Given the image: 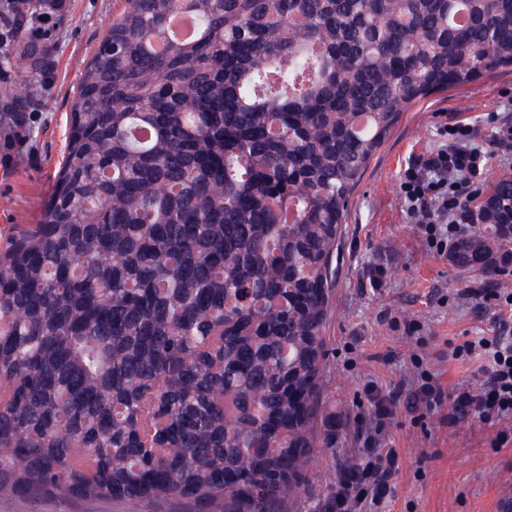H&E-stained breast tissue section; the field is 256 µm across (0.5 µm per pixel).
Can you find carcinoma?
Returning <instances> with one entry per match:
<instances>
[{
	"label": "carcinoma",
	"mask_w": 512,
	"mask_h": 512,
	"mask_svg": "<svg viewBox=\"0 0 512 512\" xmlns=\"http://www.w3.org/2000/svg\"><path fill=\"white\" fill-rule=\"evenodd\" d=\"M196 36L168 43L172 17ZM512 67V0H128L0 247V495L282 512L336 434L331 265L403 112ZM23 112L0 113V138ZM449 265L512 267V174Z\"/></svg>",
	"instance_id": "carcinoma-1"
}]
</instances>
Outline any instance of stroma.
<instances>
[{
    "label": "stroma",
    "mask_w": 512,
    "mask_h": 512,
    "mask_svg": "<svg viewBox=\"0 0 512 512\" xmlns=\"http://www.w3.org/2000/svg\"><path fill=\"white\" fill-rule=\"evenodd\" d=\"M124 0H68L57 23L50 74H43L24 42L0 48V112L13 105L11 88L28 84L30 119L23 147L0 164V245L25 225L38 223L65 155L71 105L82 66L96 53ZM473 127L488 156L487 179L512 173V154L494 143L498 122L512 123V71L437 93L405 112L356 186L343 230L333 311L327 327L328 392L346 415L337 424L305 486L285 512H309L327 501L334 474L367 450L356 426L368 415V386L392 389L415 376L414 355L424 368L452 386L482 376L490 363L484 350L466 360L453 346L492 335L498 311L463 288L485 278L454 271L436 255L407 212L400 184L419 157L446 146L449 121ZM416 324L407 332V324ZM497 427L474 420L442 425L438 414L399 404L381 444L397 448L400 468L393 493L360 512H512V440L497 442ZM0 512H125L115 499L63 500L53 496L0 497Z\"/></svg>",
    "instance_id": "1"
}]
</instances>
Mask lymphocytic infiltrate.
I'll return each mask as SVG.
<instances>
[{"mask_svg":"<svg viewBox=\"0 0 512 512\" xmlns=\"http://www.w3.org/2000/svg\"><path fill=\"white\" fill-rule=\"evenodd\" d=\"M67 0H44L41 12L27 11L22 0H0V43L26 39L43 54H50L53 33ZM450 144L420 158L404 172L401 190L408 212L425 229L426 240L438 255L448 253V240L465 223L473 198L471 187L480 181L484 153L471 141L467 126L449 125ZM492 363L487 387L457 384L444 387L432 375H420L409 386L385 392L372 387L367 391L373 407L366 445H374V435L393 419L402 394H409L414 406L441 412L443 424L454 427L468 418L486 424L512 423V336H496L490 342ZM399 467L396 449L375 453L373 459L351 466L339 480L331 503L332 512H350L364 496L385 499Z\"/></svg>","mask_w":512,"mask_h":512,"instance_id":"1","label":"lymphocytic infiltrate"}]
</instances>
